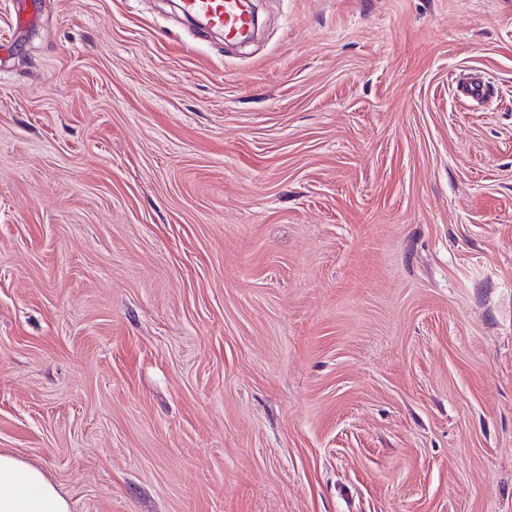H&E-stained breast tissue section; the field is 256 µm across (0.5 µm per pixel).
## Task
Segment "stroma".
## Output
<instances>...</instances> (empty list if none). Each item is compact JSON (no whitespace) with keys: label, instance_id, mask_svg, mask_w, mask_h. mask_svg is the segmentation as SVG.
I'll use <instances>...</instances> for the list:
<instances>
[{"label":"stroma","instance_id":"1","mask_svg":"<svg viewBox=\"0 0 512 512\" xmlns=\"http://www.w3.org/2000/svg\"><path fill=\"white\" fill-rule=\"evenodd\" d=\"M17 2L0 450L71 512H512V0ZM183 11L206 28L224 30L227 40H240L249 25L244 0H181Z\"/></svg>","mask_w":512,"mask_h":512}]
</instances>
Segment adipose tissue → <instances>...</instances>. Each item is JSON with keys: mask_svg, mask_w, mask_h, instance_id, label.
<instances>
[{"mask_svg": "<svg viewBox=\"0 0 512 512\" xmlns=\"http://www.w3.org/2000/svg\"><path fill=\"white\" fill-rule=\"evenodd\" d=\"M0 512H70V503L43 470L0 451Z\"/></svg>", "mask_w": 512, "mask_h": 512, "instance_id": "adipose-tissue-1", "label": "adipose tissue"}]
</instances>
